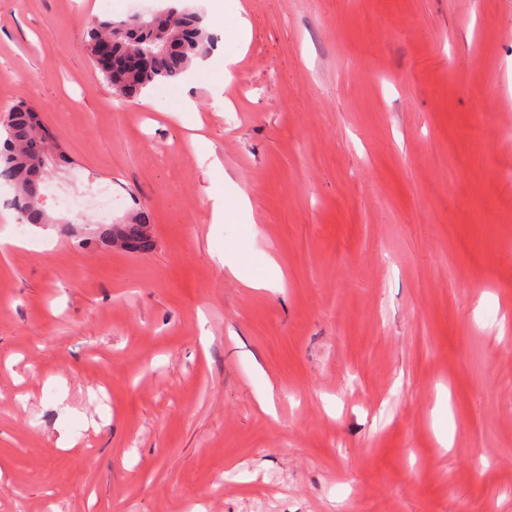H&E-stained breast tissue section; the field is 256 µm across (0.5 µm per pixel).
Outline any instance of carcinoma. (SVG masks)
Segmentation results:
<instances>
[{"label":"carcinoma","mask_w":512,"mask_h":512,"mask_svg":"<svg viewBox=\"0 0 512 512\" xmlns=\"http://www.w3.org/2000/svg\"><path fill=\"white\" fill-rule=\"evenodd\" d=\"M102 43L110 44L114 55L138 52L149 58L147 67L102 72L117 97L132 101L158 83L180 78L196 60L210 53L214 39L202 26L198 13L170 6L141 21L132 16L120 21L95 20L85 40L90 58H95ZM0 135L4 137L0 146V180L13 188V206L29 224L52 221L40 201L47 171L41 157L50 136L39 115L26 103H17L0 117ZM148 220L147 213L139 212L122 224L129 252L147 253L153 249Z\"/></svg>","instance_id":"1"}]
</instances>
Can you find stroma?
<instances>
[{
  "label": "stroma",
  "mask_w": 512,
  "mask_h": 512,
  "mask_svg": "<svg viewBox=\"0 0 512 512\" xmlns=\"http://www.w3.org/2000/svg\"><path fill=\"white\" fill-rule=\"evenodd\" d=\"M240 2L129 102L87 28L170 0H0V112L66 156L52 223L0 207V512H512V0ZM148 214L145 212H139L131 216L124 224L122 228L120 224H114L111 227L112 240L119 241L122 235L127 242L128 250L131 253H147L154 247V240L148 233L149 224Z\"/></svg>",
  "instance_id": "stroma-1"
}]
</instances>
